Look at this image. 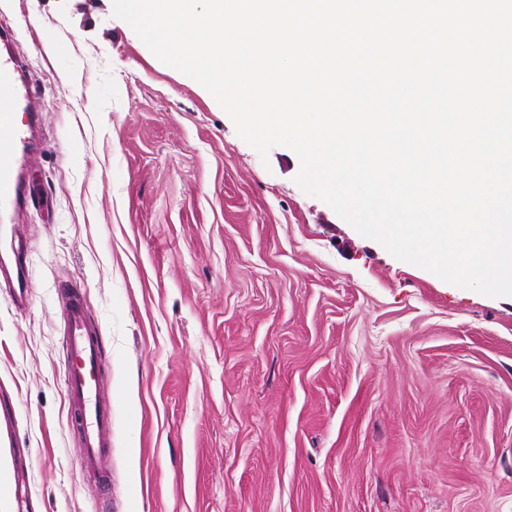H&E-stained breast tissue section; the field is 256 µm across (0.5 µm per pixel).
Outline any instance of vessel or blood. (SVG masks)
Here are the masks:
<instances>
[{"label":"vessel or blood","mask_w":512,"mask_h":512,"mask_svg":"<svg viewBox=\"0 0 512 512\" xmlns=\"http://www.w3.org/2000/svg\"><path fill=\"white\" fill-rule=\"evenodd\" d=\"M30 91L24 81V70L8 51L0 53V206L12 217L27 208L25 186L15 165V158L28 133L38 123V112L27 110ZM26 122H19V113ZM12 273L16 288L14 304L27 299V277L24 248L13 240L0 248V274ZM64 316V352L70 364L67 374V396L71 410L79 418L80 471L96 482L106 481L112 469V402L98 376L102 356L101 341L92 329L84 298L77 286L66 289Z\"/></svg>","instance_id":"vessel-or-blood-1"}]
</instances>
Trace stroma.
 I'll list each match as a JSON object with an SVG mask.
<instances>
[{
	"mask_svg": "<svg viewBox=\"0 0 512 512\" xmlns=\"http://www.w3.org/2000/svg\"><path fill=\"white\" fill-rule=\"evenodd\" d=\"M40 114L0 281V470L37 512H512V297L447 283L246 144L110 0H0ZM82 289L112 396L107 490L84 480L60 281ZM7 270L13 274L17 286L15 287L12 301L15 305L23 304L27 299V277L24 248L20 240L11 237L10 242L2 249L0 247V274Z\"/></svg>",
	"mask_w": 512,
	"mask_h": 512,
	"instance_id": "obj_1",
	"label": "stroma"
}]
</instances>
